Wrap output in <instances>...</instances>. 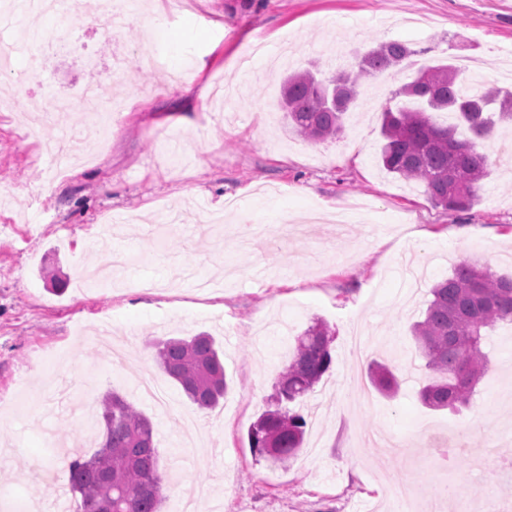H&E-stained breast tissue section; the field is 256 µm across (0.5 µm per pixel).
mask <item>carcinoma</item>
Segmentation results:
<instances>
[{"label": "carcinoma", "mask_w": 512, "mask_h": 512, "mask_svg": "<svg viewBox=\"0 0 512 512\" xmlns=\"http://www.w3.org/2000/svg\"><path fill=\"white\" fill-rule=\"evenodd\" d=\"M416 54L406 43L388 41L349 70L324 80L311 70L285 79L281 109L299 137L321 141L342 132L345 115L358 97L360 79L376 76ZM393 97L420 103L384 109L380 160L391 174L424 185L429 201L445 210H466L480 200L488 157L476 141L499 123L512 124V87L471 86L451 64L420 68ZM433 112H451L456 122L440 125ZM432 299L413 335L425 359L423 405L459 409L471 405L475 386L489 362L482 351L485 332L512 323V278L478 263L458 264L448 279L430 289ZM329 326L316 320L299 336L292 358L279 374L271 404L251 425L250 447L259 456L285 464L302 448L306 421L288 404L314 392L333 364ZM158 368L203 412L216 408L228 384L213 337L201 333L153 343ZM372 383L395 394L399 371L370 367ZM102 441L90 455H75L64 476L79 495L76 512H162L165 496L153 424L121 395L100 399Z\"/></svg>", "instance_id": "carcinoma-1"}]
</instances>
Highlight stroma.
Masks as SVG:
<instances>
[{
  "label": "stroma",
  "mask_w": 512,
  "mask_h": 512,
  "mask_svg": "<svg viewBox=\"0 0 512 512\" xmlns=\"http://www.w3.org/2000/svg\"><path fill=\"white\" fill-rule=\"evenodd\" d=\"M419 49L421 64L467 57L512 67V0H133L122 26L75 10L44 23L15 11L0 25L17 85L0 72V497L24 512L34 495L56 512L66 490L54 470L58 439L85 430L68 400L95 404L113 391L151 417L167 496L165 512L199 488L216 512H393L386 489L408 481L441 512H482L480 499L443 498L444 486L487 485L512 512L507 463L490 467L485 449H512V325L484 343L489 370L471 407L434 411L418 398L424 361L411 326L428 289L463 259L512 273V126L480 140L489 158L481 199L443 210L422 184L380 161L381 115L414 74L407 64L366 79L338 138L308 141L289 131L279 108L284 78L313 68L332 76L379 43ZM273 49L244 72L257 43ZM193 84V96L180 88ZM96 87L127 99L112 144L57 176L41 152L85 121L59 109L62 97ZM37 100L51 115L30 129L19 107ZM127 219L112 239L130 263L122 287L87 288L96 237L113 216ZM272 226L250 235L240 217ZM234 268L223 288L200 292L196 278ZM66 282L57 290L56 279ZM168 281L152 297L139 282ZM335 331L333 364L293 411L306 422L305 446L284 466L255 454L251 424L267 408L297 334L314 320ZM205 332L224 353L228 391L201 414L207 433L180 452V412L194 411L156 367L159 338ZM412 371L396 397L369 381L373 361ZM160 384V413L134 386ZM446 447L448 462L426 457Z\"/></svg>",
  "instance_id": "obj_1"
}]
</instances>
